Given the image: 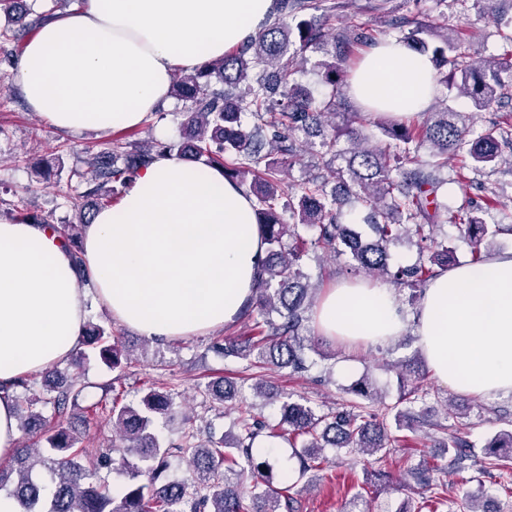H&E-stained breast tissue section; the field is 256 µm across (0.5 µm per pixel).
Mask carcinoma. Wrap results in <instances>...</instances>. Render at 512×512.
I'll use <instances>...</instances> for the list:
<instances>
[{
	"mask_svg": "<svg viewBox=\"0 0 512 512\" xmlns=\"http://www.w3.org/2000/svg\"><path fill=\"white\" fill-rule=\"evenodd\" d=\"M36 15L23 0H0V12L11 25L0 29V47L14 44L54 14L61 2ZM418 0H373L376 17L386 20L397 38L411 51L430 54L437 84L455 89L470 100L474 111L458 112L446 106L406 120L380 115L374 126L386 139L365 131L367 118L350 100L349 71L353 51L378 45V33L365 24L336 25V15L347 11L352 0H275L271 19L240 47L201 68L173 80L171 95L184 104L189 138L161 143L155 150H141L131 142L115 143L110 151L92 154L87 165L93 182L73 198L79 223L61 224L59 232L76 266L82 260V229L94 213L112 202L109 184L126 186L155 155L176 153L209 166L224 167V177L253 197L266 259L259 273L255 297L242 312L254 317L255 333L247 338L224 340V356L251 359L254 364L293 372L308 370L305 337L311 288L303 270L307 250L330 256H347L356 269L378 279L386 278L407 288H418L434 277L423 265H390V246L403 234L418 237L419 251L432 265L448 262V246L434 235L441 213L467 231L472 245L471 262L487 257L482 245L498 234H512L511 224H487L482 213L493 205L448 208V179L442 170L448 160H458L456 182H471L503 164L512 168V136L495 125L477 132L476 112L485 111L512 93V13L493 10L488 20L502 40L503 53L477 64L469 59L461 39L452 32H438L425 20ZM315 60L321 83L330 96L318 99L299 84L295 74L308 54ZM342 122L327 132L328 117ZM317 137L313 166L317 173L296 189L286 173L303 163L302 139ZM429 149V159L420 151ZM122 157V165L116 157ZM336 180L329 187L330 179ZM353 195L366 210L368 236L362 237L340 222L341 207ZM112 323L84 325L81 345L94 350L108 369L117 368L121 354L112 343ZM42 392L28 395L29 380L14 384L19 430L38 433L34 446L22 445L17 466L0 468V489L11 485L19 512H246L239 488L248 486L255 507L252 512H290L288 489L274 486L266 462H257L253 444L264 431L271 438L302 439L300 475L320 467L326 448H345L372 455L388 447L390 432L384 418L353 404L332 416L318 415L300 401L281 405V420L269 428L261 416L244 408L237 418V432L202 441L190 427L181 431L176 446H165L154 433L157 420L177 416L168 395L150 387L140 403L112 397L109 420L119 443H111L97 458L96 469L112 470L117 454L121 466L131 470L116 500L106 481L79 462L86 449L72 427L58 418L76 407L81 390L75 375L52 367L40 374ZM211 399H234V385L219 380L205 386ZM50 410L57 421L43 419ZM487 465L503 467L512 459L500 450H512V428L503 429L486 444ZM177 453L188 465V476L163 481L169 458ZM145 462L130 465L129 458ZM51 474V483L33 480L36 467Z\"/></svg>",
	"mask_w": 512,
	"mask_h": 512,
	"instance_id": "cac0c4a2",
	"label": "carcinoma"
}]
</instances>
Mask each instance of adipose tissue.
<instances>
[{"mask_svg": "<svg viewBox=\"0 0 512 512\" xmlns=\"http://www.w3.org/2000/svg\"><path fill=\"white\" fill-rule=\"evenodd\" d=\"M273 0H84L25 45L13 81L64 134L141 125L168 100L175 71L222 57L265 25ZM434 65L389 38L366 53L349 94L405 118L427 111ZM75 267L58 233L0 219V460L19 427L11 385L66 360L88 293L141 335L167 340L233 324L254 295L266 249L251 198L222 169L174 154L141 169L117 205L85 225ZM317 330L355 345L413 328L433 374L460 393H512V253L442 270L414 317L392 288L325 291Z\"/></svg>", "mask_w": 512, "mask_h": 512, "instance_id": "adipose-tissue-1", "label": "adipose tissue"}]
</instances>
